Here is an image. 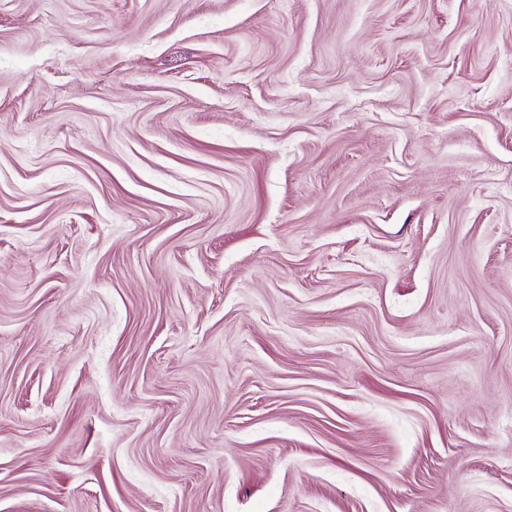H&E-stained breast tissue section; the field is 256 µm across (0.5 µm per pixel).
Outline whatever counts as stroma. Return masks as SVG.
<instances>
[{"label": "stroma", "instance_id": "obj_1", "mask_svg": "<svg viewBox=\"0 0 512 512\" xmlns=\"http://www.w3.org/2000/svg\"><path fill=\"white\" fill-rule=\"evenodd\" d=\"M0 512H512V0H0Z\"/></svg>", "mask_w": 512, "mask_h": 512}]
</instances>
